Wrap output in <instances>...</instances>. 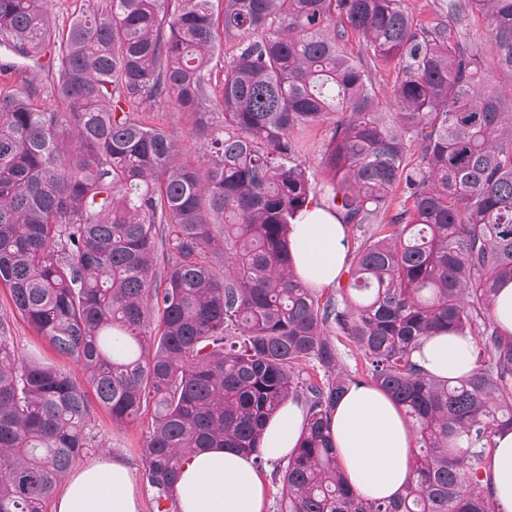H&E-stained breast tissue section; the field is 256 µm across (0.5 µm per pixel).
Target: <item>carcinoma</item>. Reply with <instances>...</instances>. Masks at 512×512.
<instances>
[{"label": "carcinoma", "instance_id": "1", "mask_svg": "<svg viewBox=\"0 0 512 512\" xmlns=\"http://www.w3.org/2000/svg\"><path fill=\"white\" fill-rule=\"evenodd\" d=\"M48 2L0 0V45L50 73L64 104L0 84V288L78 371L22 358L0 317V512H45L98 408L117 425L151 413L153 512H177L187 459L235 448L263 466L264 424L289 398L307 424L279 512H500L482 464L512 429V337L491 318L512 281V94L478 85L484 47L450 43L401 0H85L59 35ZM473 9L512 72V0H448L450 17ZM379 66L396 73L393 112ZM170 102L204 161L142 119ZM329 120L318 189L291 133ZM398 191L405 205L372 224ZM309 207L360 232L324 301L296 279L288 236ZM438 332L473 339V371L441 380L413 361ZM352 385L383 391L417 432L395 498L356 493L340 467L328 419ZM395 80L393 69H382L374 76L375 86L377 88L379 105L382 112L392 111V88ZM330 334L333 342L337 345L345 373L354 375L357 369L361 371V358L357 354L355 346L344 337L338 336L339 340H337L334 333Z\"/></svg>", "mask_w": 512, "mask_h": 512}]
</instances>
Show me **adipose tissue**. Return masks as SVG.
Here are the masks:
<instances>
[{"label":"adipose tissue","instance_id":"obj_1","mask_svg":"<svg viewBox=\"0 0 512 512\" xmlns=\"http://www.w3.org/2000/svg\"><path fill=\"white\" fill-rule=\"evenodd\" d=\"M296 275L311 288L332 286L345 270V228L338 216L315 207L291 226ZM419 366L441 378L468 374L475 366L473 341L452 333L429 337L414 353ZM306 417L304 405L286 400L267 423L261 450L266 460L287 458ZM330 431L349 484L369 498L394 497L408 481L416 435L394 402L369 386L351 387L338 401ZM483 476L503 512H512V430L493 437ZM180 512H266L268 486L250 456L208 448L183 466ZM53 512H140L133 473L119 457L86 465L74 474Z\"/></svg>","mask_w":512,"mask_h":512}]
</instances>
